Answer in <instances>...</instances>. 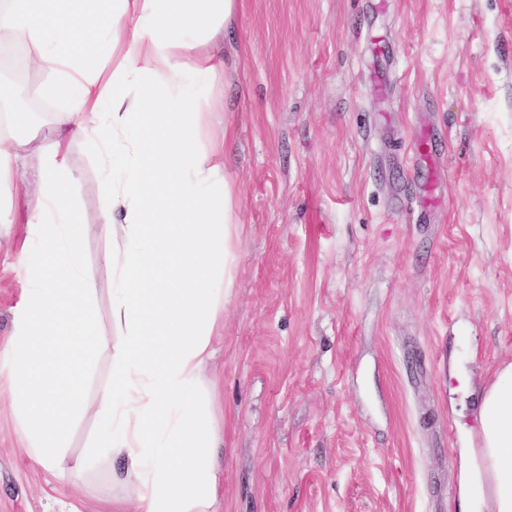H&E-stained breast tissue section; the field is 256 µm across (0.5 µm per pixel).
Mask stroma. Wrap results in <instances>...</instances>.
<instances>
[{"label": "stroma", "instance_id": "stroma-1", "mask_svg": "<svg viewBox=\"0 0 512 512\" xmlns=\"http://www.w3.org/2000/svg\"><path fill=\"white\" fill-rule=\"evenodd\" d=\"M205 53L226 69L225 135L243 233L220 382L224 512H460L476 402L512 363V0H237ZM20 88L52 141L51 72ZM431 158L416 157V135ZM78 207L101 210L100 162L69 151ZM431 188L436 207L418 197ZM26 237L0 202V342ZM105 241L83 259L109 324ZM0 378V512H101L105 476L33 468Z\"/></svg>", "mask_w": 512, "mask_h": 512}]
</instances>
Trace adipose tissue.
Segmentation results:
<instances>
[{
	"mask_svg": "<svg viewBox=\"0 0 512 512\" xmlns=\"http://www.w3.org/2000/svg\"><path fill=\"white\" fill-rule=\"evenodd\" d=\"M236 0H7L0 32L31 46L52 71L47 93L65 103L44 146L0 134V197L25 188L23 154L43 157L40 208L26 214L17 266L26 288L0 345L15 435L30 459L61 479H90L67 458L74 424L93 416L96 454L126 487L112 512H222L216 384L204 374L224 327L242 233L224 143L201 149L208 115L223 109L217 69L198 47L222 35ZM82 137L101 159L97 233L111 283L101 326L82 244L89 226L72 201L69 146ZM109 382L89 399L101 356ZM483 471L461 465L463 512H512V365L482 394Z\"/></svg>",
	"mask_w": 512,
	"mask_h": 512,
	"instance_id": "ef3b65f1",
	"label": "adipose tissue"
}]
</instances>
